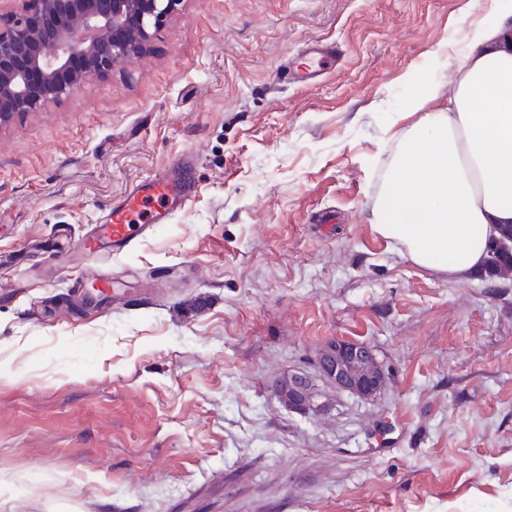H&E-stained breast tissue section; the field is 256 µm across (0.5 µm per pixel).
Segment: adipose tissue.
<instances>
[{
    "mask_svg": "<svg viewBox=\"0 0 512 512\" xmlns=\"http://www.w3.org/2000/svg\"><path fill=\"white\" fill-rule=\"evenodd\" d=\"M472 49L447 106L434 81L411 82L403 129L370 224L416 265L451 277L480 271L502 225L512 224V17L471 22Z\"/></svg>",
    "mask_w": 512,
    "mask_h": 512,
    "instance_id": "adipose-tissue-1",
    "label": "adipose tissue"
}]
</instances>
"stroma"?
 Returning a JSON list of instances; mask_svg holds the SVG:
<instances>
[{
    "label": "stroma",
    "instance_id": "1",
    "mask_svg": "<svg viewBox=\"0 0 512 512\" xmlns=\"http://www.w3.org/2000/svg\"><path fill=\"white\" fill-rule=\"evenodd\" d=\"M489 0H180L143 58L0 123V512H512V280L376 235L412 78L449 91ZM314 39L340 63L277 68ZM454 52L437 58L445 42ZM132 249L63 252L183 152ZM116 299L86 302L100 270ZM375 399L271 391L330 340ZM301 60L300 63L288 62V75H291L297 84L311 86L323 74L327 66L336 64V46L324 41L309 42L303 51ZM322 378L337 390L369 400L383 389L388 368L372 346L336 339L316 359ZM313 384L304 374H294L288 378L277 381L273 385V392L289 411L306 413L321 410V405L313 401Z\"/></svg>",
    "mask_w": 512,
    "mask_h": 512
}]
</instances>
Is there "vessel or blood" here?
<instances>
[{
    "label": "vessel or blood",
    "mask_w": 512,
    "mask_h": 512,
    "mask_svg": "<svg viewBox=\"0 0 512 512\" xmlns=\"http://www.w3.org/2000/svg\"><path fill=\"white\" fill-rule=\"evenodd\" d=\"M336 61L337 50L332 43L312 41L300 62H289L288 73L295 83L309 86ZM193 163L192 154H183L161 174L133 186L113 203L107 221L96 225L94 232L80 242V250L90 256L106 246L121 252L132 248L146 233L169 223L174 211L183 208L191 198Z\"/></svg>",
    "instance_id": "1"
}]
</instances>
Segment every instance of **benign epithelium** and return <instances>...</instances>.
Wrapping results in <instances>:
<instances>
[{
    "instance_id": "obj_1",
    "label": "benign epithelium",
    "mask_w": 512,
    "mask_h": 512,
    "mask_svg": "<svg viewBox=\"0 0 512 512\" xmlns=\"http://www.w3.org/2000/svg\"><path fill=\"white\" fill-rule=\"evenodd\" d=\"M178 0H34L19 14L0 18V122L41 112L86 80L106 74L117 60L143 54L156 27ZM336 389L369 400L383 389L388 368L372 346L336 339L316 359ZM312 381L294 374L273 392L297 413L317 411Z\"/></svg>"
}]
</instances>
